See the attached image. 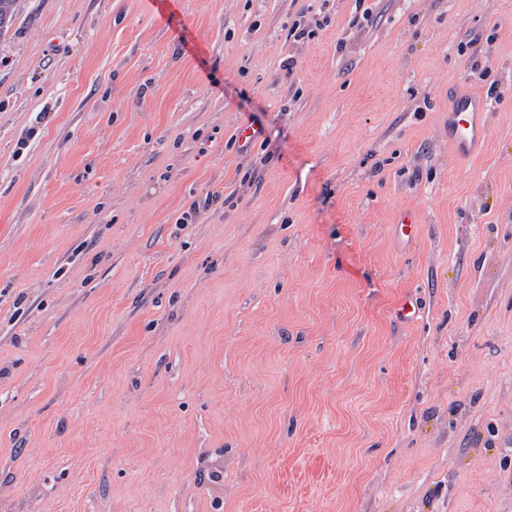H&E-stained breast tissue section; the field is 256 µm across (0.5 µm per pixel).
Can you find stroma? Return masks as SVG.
<instances>
[{
    "mask_svg": "<svg viewBox=\"0 0 512 512\" xmlns=\"http://www.w3.org/2000/svg\"><path fill=\"white\" fill-rule=\"evenodd\" d=\"M312 3L17 0L0 512H512V0ZM488 101L474 94H456L448 107V141L455 156L467 160L478 155L487 135Z\"/></svg>",
    "mask_w": 512,
    "mask_h": 512,
    "instance_id": "35a3bbf8",
    "label": "stroma"
}]
</instances>
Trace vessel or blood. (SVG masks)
<instances>
[{"instance_id": "obj_1", "label": "vessel or blood", "mask_w": 512, "mask_h": 512, "mask_svg": "<svg viewBox=\"0 0 512 512\" xmlns=\"http://www.w3.org/2000/svg\"><path fill=\"white\" fill-rule=\"evenodd\" d=\"M488 102L474 94L455 95L448 108V141L456 157L466 160L478 155L487 135Z\"/></svg>"}]
</instances>
